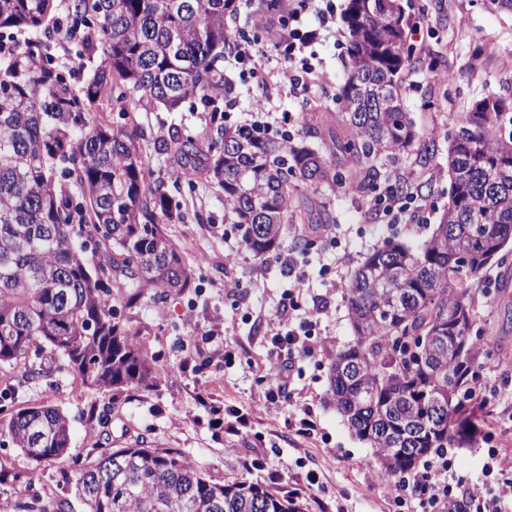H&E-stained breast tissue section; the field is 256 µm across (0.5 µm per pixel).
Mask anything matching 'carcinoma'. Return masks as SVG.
Instances as JSON below:
<instances>
[{"instance_id":"1","label":"carcinoma","mask_w":512,"mask_h":512,"mask_svg":"<svg viewBox=\"0 0 512 512\" xmlns=\"http://www.w3.org/2000/svg\"><path fill=\"white\" fill-rule=\"evenodd\" d=\"M55 0H0L8 30H49ZM234 0H69L54 30L94 63L79 93L36 43L0 52V365L25 366L31 347L61 353L84 381L152 391L158 377L146 349L117 321L111 284L85 252L109 243L99 267L123 277L129 299L147 288L162 300L193 273L163 231L173 217L171 188L148 174L134 136L97 123L104 96L126 109L147 101L168 112L224 94L225 27ZM347 78L337 94L347 136L336 150L352 174L307 143L284 145L259 126L220 131L203 144L174 131L158 141L184 173L202 170L224 189L246 249L263 258L279 246L299 184L372 189L383 155L417 139L406 111L405 27L397 0H348ZM512 107L470 112L448 136V206L419 249L385 242L344 286L355 342L332 361L330 400L355 435L376 449L379 471L413 470L439 448L470 443L487 416L473 391L481 349L471 340L473 304L492 254L512 242ZM76 177L85 203L63 182ZM92 229L84 231L86 220ZM8 438L36 464L64 457L71 424L48 405L0 418ZM86 512H300L294 500L259 484L217 483L181 453L146 448L101 451L77 475ZM59 499L35 510L0 498V512H69Z\"/></svg>"}]
</instances>
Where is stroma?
Segmentation results:
<instances>
[{"label": "stroma", "instance_id": "35a3bbf8", "mask_svg": "<svg viewBox=\"0 0 512 512\" xmlns=\"http://www.w3.org/2000/svg\"><path fill=\"white\" fill-rule=\"evenodd\" d=\"M236 13L225 25L233 37L254 36L262 52L255 63L224 58V83L230 91L217 106L188 101L182 111L166 112L148 104L113 108L100 99L96 119L135 135L149 158L155 179H176L170 154L158 151L161 134L176 128L184 134L215 135L217 129L235 130L258 125L270 138L291 135L301 141L308 128L318 135L312 144L337 169L350 163L335 145L344 131L336 120V95L346 78L347 35L342 21L319 25L321 0H306L304 26L320 28L317 41L305 54L313 68L304 86L294 89L281 71L286 64L261 21L286 20L288 0L267 10L265 0H236ZM411 23L405 33L409 52L405 70V105L419 139L411 150L386 161L385 172L399 170L421 184L432 207L421 224H388L369 210V196L356 190L325 185L303 187L291 201L290 226L284 227L282 247L305 249L309 265L305 306L325 305L321 334L324 343L314 356L299 363L300 373L290 387L291 401L279 413L265 409L267 383L259 380L257 365L268 353L267 319L274 314L292 284L276 254L258 259L248 252L224 211V192L210 178L178 181L172 192L173 218L164 227L184 262L194 272L188 288L156 302L149 296L128 301L124 289L113 288V303L125 327L135 331L153 359L159 386L151 392L129 387L121 391L84 383L50 347L33 354V361L49 366V377L33 379L23 366H0V417L19 409L49 404L71 420V445L66 457L33 464L7 438L0 437V471L30 475L24 485L0 481V495L20 502L46 504L52 497L67 499L70 512H84L75 494L76 473L97 448H123L135 440L172 449L197 464L212 481L257 482L295 490L294 477L312 472L319 477L318 496L325 512H397L393 488L379 479L372 461L374 448L349 428L328 397L330 365L337 352L354 341L343 293L332 292L336 273L352 276L365 258L385 241L418 248L431 237L448 204V140L463 117L486 98L512 100V14L489 10L484 0H402ZM439 179H431V172ZM296 224H332L340 244L328 247L309 237L296 236ZM237 253L234 265L225 256ZM239 282L235 295H226L224 283ZM472 336L486 351L474 369L495 388L492 399L497 419L479 421L473 447L456 451L454 474L471 482L483 481L488 449L512 456V372L496 365L498 356L512 355V305L479 299L472 310ZM214 330L212 342L188 352L192 331ZM196 370L181 371L187 355ZM213 394L212 407L199 404L201 390ZM309 404L317 425L313 437L302 438L284 424L294 401ZM248 413L251 428L243 437L225 436L210 427L212 408ZM301 512H311L309 490H295Z\"/></svg>", "mask_w": 512, "mask_h": 512}]
</instances>
